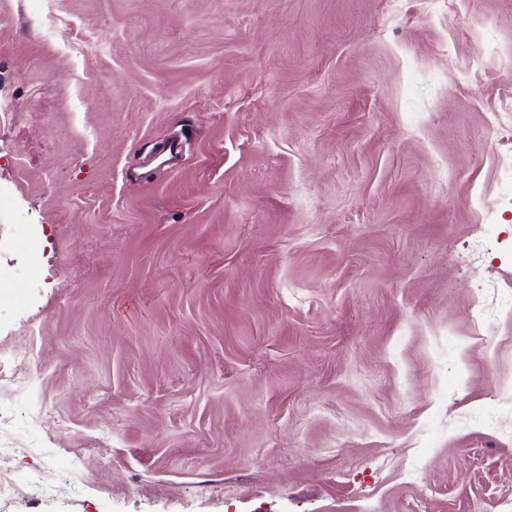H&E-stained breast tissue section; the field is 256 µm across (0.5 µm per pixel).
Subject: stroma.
I'll return each mask as SVG.
<instances>
[{"label":"stroma","mask_w":512,"mask_h":512,"mask_svg":"<svg viewBox=\"0 0 512 512\" xmlns=\"http://www.w3.org/2000/svg\"><path fill=\"white\" fill-rule=\"evenodd\" d=\"M510 154L512 0H0V512H512Z\"/></svg>","instance_id":"stroma-1"}]
</instances>
